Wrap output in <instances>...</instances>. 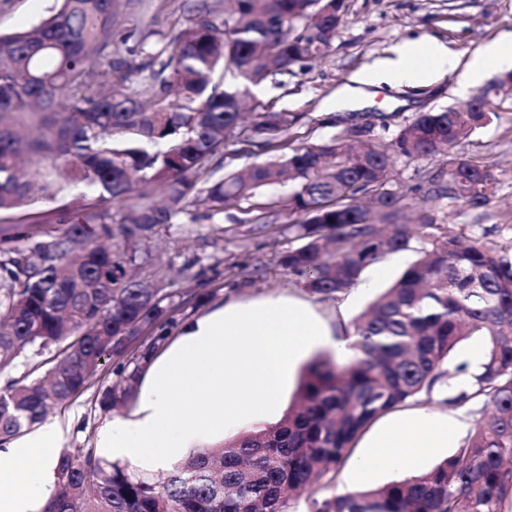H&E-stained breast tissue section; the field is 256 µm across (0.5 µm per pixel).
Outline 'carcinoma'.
Segmentation results:
<instances>
[{"label": "carcinoma", "mask_w": 512, "mask_h": 512, "mask_svg": "<svg viewBox=\"0 0 512 512\" xmlns=\"http://www.w3.org/2000/svg\"><path fill=\"white\" fill-rule=\"evenodd\" d=\"M314 2L224 0L222 12L203 3L158 50L143 38L128 46L133 33L119 21L127 0H62L39 24L0 35V211L75 181L101 204L134 200L117 224L91 212L49 240L0 229V366L64 345L48 385L0 389V443L83 392L143 326L166 321L173 294L130 269L139 243L187 212L194 188L192 204L213 216L266 185L291 184L288 210L302 220L288 229L302 244L279 264L322 300L356 287L386 255L430 244L354 322L348 360L318 354L306 364L297 404L278 421L190 452L162 483L91 446L65 448L40 512H289L303 493L310 512H512V240L438 236L428 205L441 200L450 214L489 206L492 172L451 151L492 122L486 105L512 73L482 89L472 112L418 114L389 150L363 142L359 127L290 148L276 137L298 117L256 99L246 124L240 100L248 85L330 45L344 0H321L317 12ZM259 137L288 153L218 174L228 146ZM443 151L448 182L410 188L422 204L407 214L391 179L395 157ZM468 338L485 343V358L451 401L483 402L473 434L426 472L319 496L366 426L452 378L445 365ZM134 376L105 389L101 409L114 391L131 394Z\"/></svg>", "instance_id": "cac0c4a2"}]
</instances>
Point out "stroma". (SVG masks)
I'll use <instances>...</instances> for the list:
<instances>
[{
    "label": "stroma",
    "instance_id": "stroma-1",
    "mask_svg": "<svg viewBox=\"0 0 512 512\" xmlns=\"http://www.w3.org/2000/svg\"><path fill=\"white\" fill-rule=\"evenodd\" d=\"M196 2L144 0L141 8L124 13L123 26L138 32L152 27L147 44L158 48L185 26L188 10ZM55 5L56 0H0V34L29 28L47 17ZM343 10L344 22L322 54L295 64L287 73L268 77L251 90L272 111L295 116V124L283 134L290 146L317 145L356 126L367 128L372 141L386 144L418 113L465 105L477 90L463 88V77L457 73L428 86H380L373 101L355 111L330 113L325 109L337 87L353 73L390 56L401 41L436 39L467 61L503 33L512 32V0H344ZM489 109L495 114L492 123L473 133L459 151L465 159L492 171L495 195L483 211L464 210L441 218L440 234L462 232L477 238L487 233L501 242L512 240V92L492 97ZM290 192L288 185H269L225 208L223 214L209 218L199 209L195 222L156 227L143 244L150 261L136 272L143 277L163 273V286L173 294L176 307L168 325H147L140 333L151 361L167 354L188 321L229 303L272 295L312 306L333 332L352 331L354 319L413 264L423 247L422 242H414L412 249L387 255L367 268L364 277L373 283L368 290L353 289L339 299L325 301L302 293L293 288L278 263L280 255L295 245L288 232L289 224L297 219L286 207ZM79 195V189L73 188L1 212L0 227L21 225L40 238H49L59 229L61 216L80 208ZM121 364L129 370L146 368L130 354L108 357L81 395L46 415V422L66 430L61 447L74 448L85 439H98L107 420L132 414L135 401L131 398L116 400L107 411L99 406L101 392L118 383L115 369ZM446 398V391L436 390L375 421L356 440L329 494L344 490L351 469L370 441L396 420L445 415L458 409L465 417L466 431H473L480 417L478 405L468 402L457 408Z\"/></svg>",
    "mask_w": 512,
    "mask_h": 512
}]
</instances>
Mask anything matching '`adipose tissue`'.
<instances>
[{
  "label": "adipose tissue",
  "mask_w": 512,
  "mask_h": 512,
  "mask_svg": "<svg viewBox=\"0 0 512 512\" xmlns=\"http://www.w3.org/2000/svg\"><path fill=\"white\" fill-rule=\"evenodd\" d=\"M462 65L475 82L491 67L512 70V33L485 46L465 65L440 42L401 43L394 57L355 73L339 87L336 108H362L378 86L422 85ZM314 346L330 347L340 358L350 352L348 339L323 325L312 307L281 296L207 312L185 326L162 361L149 365L131 418L112 420L99 445L113 457L150 455L163 465L182 456L191 442L223 431L242 413L265 421L275 412L292 370ZM463 427L457 415L392 425L372 441L354 475L363 477L383 461L394 477H402L424 449L444 447ZM62 437L61 426L53 423L0 446V512H36L30 478L52 480V449Z\"/></svg>",
  "instance_id": "1"
}]
</instances>
